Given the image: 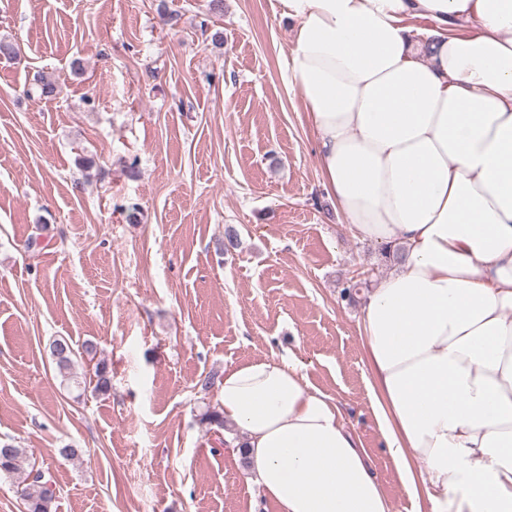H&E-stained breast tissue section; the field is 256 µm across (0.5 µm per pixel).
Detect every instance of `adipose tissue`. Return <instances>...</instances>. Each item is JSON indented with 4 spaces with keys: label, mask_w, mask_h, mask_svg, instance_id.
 Masks as SVG:
<instances>
[{
    "label": "adipose tissue",
    "mask_w": 512,
    "mask_h": 512,
    "mask_svg": "<svg viewBox=\"0 0 512 512\" xmlns=\"http://www.w3.org/2000/svg\"><path fill=\"white\" fill-rule=\"evenodd\" d=\"M280 2L328 196L398 250L361 322L385 446L417 512H512V0ZM218 389L279 512H393L292 360L241 363Z\"/></svg>",
    "instance_id": "1"
}]
</instances>
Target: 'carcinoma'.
Segmentation results:
<instances>
[{
    "label": "carcinoma",
    "mask_w": 512,
    "mask_h": 512,
    "mask_svg": "<svg viewBox=\"0 0 512 512\" xmlns=\"http://www.w3.org/2000/svg\"><path fill=\"white\" fill-rule=\"evenodd\" d=\"M62 345L55 355V364L59 375L70 381L73 379L72 368L76 353L64 339H54L50 345ZM111 370L106 362L100 361L95 365L94 376L96 383L94 391L105 393L111 388ZM23 473L21 481V499L24 501L26 512H52L56 498L55 483L47 476V471L36 466V463H26L22 449L10 442L0 444V475H15Z\"/></svg>",
    "instance_id": "obj_1"
}]
</instances>
